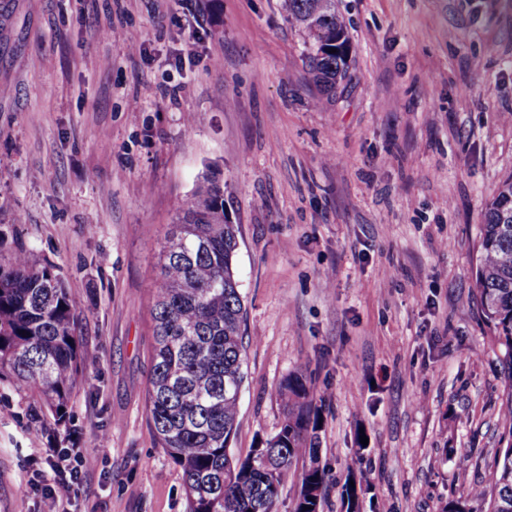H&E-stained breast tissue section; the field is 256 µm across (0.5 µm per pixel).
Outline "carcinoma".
I'll return each mask as SVG.
<instances>
[{"label":"carcinoma","instance_id":"carcinoma-1","mask_svg":"<svg viewBox=\"0 0 512 512\" xmlns=\"http://www.w3.org/2000/svg\"><path fill=\"white\" fill-rule=\"evenodd\" d=\"M281 10L308 39L313 81L329 95L347 74L352 47L335 0H281ZM341 49L335 53L336 40ZM239 225L224 216V178L209 168L176 214L150 283L153 346L146 410L157 446L183 474L186 512H275L282 477L309 459L318 493L299 491L294 512H321L325 471L318 456L317 416L306 378L279 386L283 420L263 448L242 464L231 453L246 349V310L234 262ZM475 292L505 382L502 448L487 481L471 496L487 512H512V175L501 182L479 225ZM79 302L48 265L24 251L0 265V383L35 388L57 424L86 353L78 336Z\"/></svg>","mask_w":512,"mask_h":512}]
</instances>
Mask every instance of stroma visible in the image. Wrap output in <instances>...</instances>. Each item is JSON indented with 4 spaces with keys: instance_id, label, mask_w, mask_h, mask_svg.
<instances>
[{
    "instance_id": "obj_1",
    "label": "stroma",
    "mask_w": 512,
    "mask_h": 512,
    "mask_svg": "<svg viewBox=\"0 0 512 512\" xmlns=\"http://www.w3.org/2000/svg\"><path fill=\"white\" fill-rule=\"evenodd\" d=\"M354 52L326 97L279 0H0V261L82 305L74 433L0 385V512H54L46 451L97 460L71 512H185L153 438L150 282L206 166L239 224L247 378L232 453L281 425L302 372L322 512H446L500 447L497 349L474 270L512 174V0H336ZM467 457L458 472V457Z\"/></svg>"
}]
</instances>
